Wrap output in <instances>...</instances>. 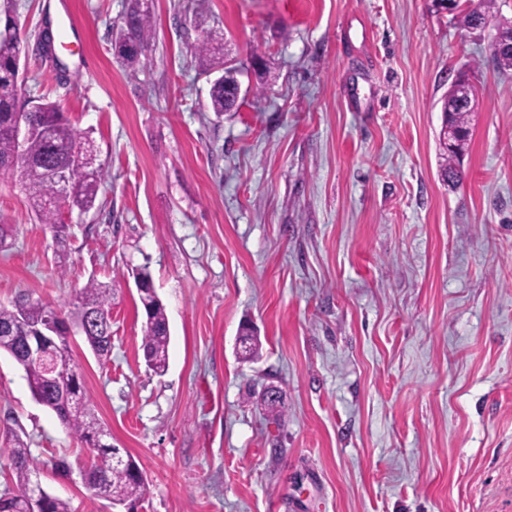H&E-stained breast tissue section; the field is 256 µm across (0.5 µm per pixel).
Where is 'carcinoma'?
<instances>
[{
    "label": "carcinoma",
    "instance_id": "1",
    "mask_svg": "<svg viewBox=\"0 0 512 512\" xmlns=\"http://www.w3.org/2000/svg\"><path fill=\"white\" fill-rule=\"evenodd\" d=\"M125 26L120 29L119 41H128L137 47L132 52H122L120 57L128 65L139 61L147 49L153 35V10L145 0H129L124 15ZM24 38L17 35L0 37V163L14 160L16 146L5 128L13 112L19 106L15 95L14 62L22 52ZM199 63L205 73L235 72V67L224 64V55L220 49L205 40L197 48ZM233 95V88H224L222 78L211 82L209 91L210 106L218 115L226 112V104ZM441 110L448 114L450 124L458 131L451 146L444 148L442 173L461 179L460 161L469 142V115L471 101L469 93L463 89L457 95L442 101ZM33 120L37 131L27 143L25 158L10 171L20 189L25 192L31 211L39 223L50 228L54 238L60 242L69 236V227L64 223L61 209L55 204L56 185L50 176V170H66L71 191L66 199L69 211L87 213L99 207L98 194L107 179V171L102 164L93 167L74 165L69 160V150L85 144L93 146L91 140L77 131L66 118L63 111L54 103L39 102L32 105ZM140 276L144 288L139 301L145 314L144 334L142 337L143 358L146 365L156 373H163L167 367L170 334L165 307L155 292L152 276L147 268H142ZM112 287L98 280H90L81 292L80 305L71 313V323L85 327V338L93 352L106 357L112 350L111 322H97L95 314L111 312ZM48 306L41 303L18 302L10 307L0 305V352L8 354L24 370L31 392L42 396L44 406L49 408L58 420L69 429L91 452L112 458V454L121 449L98 448L96 441L101 438L104 427L90 407V398L83 380L75 381L83 403L74 407L57 400L53 391L59 383L40 364L29 363L19 353L16 341L18 318L28 323L43 321ZM10 454L15 472L16 488L5 487L0 492V512H28L27 489L31 481L29 448L27 443L14 433L10 437ZM86 485L97 491L96 484L105 486L106 493L113 500L135 503L144 494V482L138 477V467L133 459L120 467H110L102 472L98 467L89 468L86 473ZM39 500L43 503L40 512H71L69 502L39 488Z\"/></svg>",
    "mask_w": 512,
    "mask_h": 512
}]
</instances>
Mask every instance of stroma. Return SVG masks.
I'll list each match as a JSON object with an SVG mask.
<instances>
[{"label": "stroma", "instance_id": "35a3bbf8", "mask_svg": "<svg viewBox=\"0 0 512 512\" xmlns=\"http://www.w3.org/2000/svg\"><path fill=\"white\" fill-rule=\"evenodd\" d=\"M15 3L21 100L57 103L108 177L61 244L0 175V305L67 316L89 279L111 284L109 357L71 346L143 474L138 512H512V71L490 51L512 0L482 30L460 23L481 0H153L133 66L114 46L126 0ZM212 30L245 92L221 116L195 56ZM463 72L479 95L452 187L440 99ZM144 266L169 321L161 374ZM1 427L71 512H112L82 479L91 452L6 354ZM144 288L139 301L145 314L142 337L143 358L146 365L155 373H163L167 367L170 334L165 307L153 287V279L146 267L140 269Z\"/></svg>", "mask_w": 512, "mask_h": 512}]
</instances>
